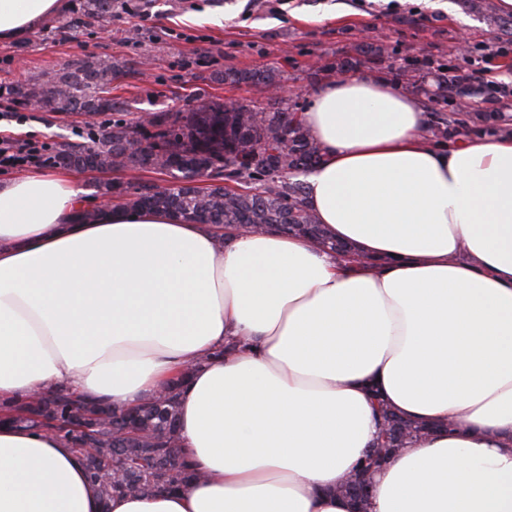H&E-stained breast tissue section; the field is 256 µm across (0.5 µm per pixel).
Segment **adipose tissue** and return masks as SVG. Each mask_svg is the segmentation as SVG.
<instances>
[{"label": "adipose tissue", "instance_id": "1", "mask_svg": "<svg viewBox=\"0 0 512 512\" xmlns=\"http://www.w3.org/2000/svg\"><path fill=\"white\" fill-rule=\"evenodd\" d=\"M64 0H0V42ZM302 121L307 203L349 257L120 207L74 175L0 178V403L60 385L131 409L173 380L200 475L103 504L81 455L0 412V512H356L340 486L379 409L445 429L400 449L367 512H512V137L431 140L388 80H329Z\"/></svg>", "mask_w": 512, "mask_h": 512}]
</instances>
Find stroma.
<instances>
[{
	"mask_svg": "<svg viewBox=\"0 0 512 512\" xmlns=\"http://www.w3.org/2000/svg\"><path fill=\"white\" fill-rule=\"evenodd\" d=\"M147 20L127 13L101 28L56 31L44 25L26 38L0 43V85L75 58L111 59L119 67L113 97L124 101L122 119L146 112L187 110L215 100L268 105L261 85L223 80L228 70L278 69L282 95L297 112L308 109L318 86L336 78L329 62L359 56L362 47H386L403 65L427 56L433 67H470L487 59L498 81L511 84L496 35L461 6L434 8L430 0H142ZM81 120L50 111L17 120L0 116V138L33 137L56 146L82 142Z\"/></svg>",
	"mask_w": 512,
	"mask_h": 512,
	"instance_id": "stroma-1",
	"label": "stroma"
}]
</instances>
